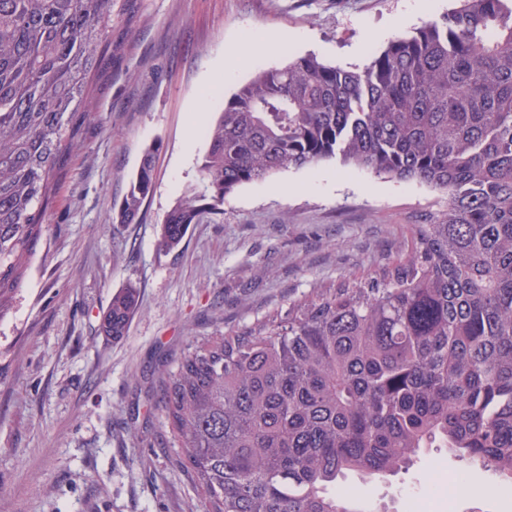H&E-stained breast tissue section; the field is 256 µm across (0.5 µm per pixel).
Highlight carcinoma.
Listing matches in <instances>:
<instances>
[{"instance_id": "cac0c4a2", "label": "carcinoma", "mask_w": 512, "mask_h": 512, "mask_svg": "<svg viewBox=\"0 0 512 512\" xmlns=\"http://www.w3.org/2000/svg\"><path fill=\"white\" fill-rule=\"evenodd\" d=\"M112 0H0V318L43 245L55 192L93 116ZM197 186L160 246L224 218L239 186L336 158L440 191L404 259L318 286L185 355L160 381L180 466L206 512H395L333 491L389 481L425 448L512 488V0H459L359 70L314 55L256 73L207 130ZM147 150L116 215L154 192ZM139 292L100 334L127 335Z\"/></svg>"}]
</instances>
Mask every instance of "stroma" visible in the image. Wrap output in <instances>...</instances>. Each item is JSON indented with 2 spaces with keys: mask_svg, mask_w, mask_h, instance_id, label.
<instances>
[{
  "mask_svg": "<svg viewBox=\"0 0 512 512\" xmlns=\"http://www.w3.org/2000/svg\"><path fill=\"white\" fill-rule=\"evenodd\" d=\"M415 0H113L112 40L94 76L95 117L49 210V231L16 303L0 319V512H202L203 496L160 447L169 427L153 384L197 342L287 308L317 285L401 260L438 192L330 159L240 186L221 223L159 245L165 214L196 182L204 136L256 72L312 54L361 68L394 37L439 19ZM156 186L135 224L112 221L141 157ZM139 285L128 335L97 333L114 291ZM437 448L391 485H337L397 512H512V491Z\"/></svg>",
  "mask_w": 512,
  "mask_h": 512,
  "instance_id": "1",
  "label": "stroma"
}]
</instances>
